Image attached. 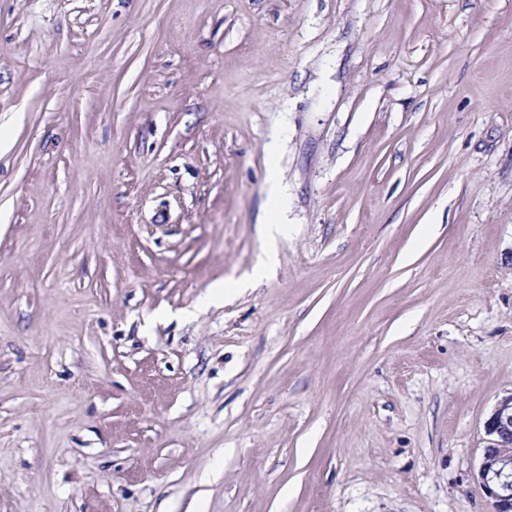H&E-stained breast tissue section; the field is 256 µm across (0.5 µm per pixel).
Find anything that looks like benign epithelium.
<instances>
[{
    "label": "benign epithelium",
    "instance_id": "7a95c632",
    "mask_svg": "<svg viewBox=\"0 0 512 512\" xmlns=\"http://www.w3.org/2000/svg\"><path fill=\"white\" fill-rule=\"evenodd\" d=\"M487 444L478 475L494 512H512V394L502 398L485 422Z\"/></svg>",
    "mask_w": 512,
    "mask_h": 512
}]
</instances>
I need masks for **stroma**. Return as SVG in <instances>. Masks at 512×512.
Listing matches in <instances>:
<instances>
[{
  "instance_id": "1",
  "label": "stroma",
  "mask_w": 512,
  "mask_h": 512,
  "mask_svg": "<svg viewBox=\"0 0 512 512\" xmlns=\"http://www.w3.org/2000/svg\"><path fill=\"white\" fill-rule=\"evenodd\" d=\"M511 392L512 0H0V512H494ZM267 196L275 215L269 216L263 227L268 241L272 243L277 237L284 235L286 231L283 222L276 213L281 200V192L278 176L274 169H272L268 179ZM489 438L482 450L478 475L494 512L512 511V393L502 398L485 422Z\"/></svg>"
}]
</instances>
